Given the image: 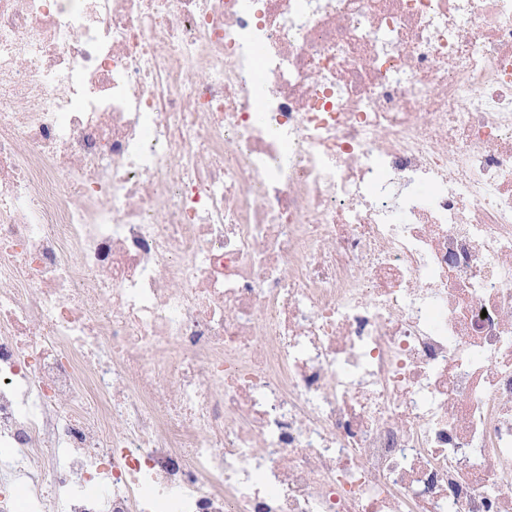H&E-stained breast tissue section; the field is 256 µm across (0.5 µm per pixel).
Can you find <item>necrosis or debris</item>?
I'll use <instances>...</instances> for the list:
<instances>
[{"mask_svg":"<svg viewBox=\"0 0 512 512\" xmlns=\"http://www.w3.org/2000/svg\"><path fill=\"white\" fill-rule=\"evenodd\" d=\"M0 512H512V0H0Z\"/></svg>","mask_w":512,"mask_h":512,"instance_id":"4bbe7bcc","label":"necrosis or debris"}]
</instances>
